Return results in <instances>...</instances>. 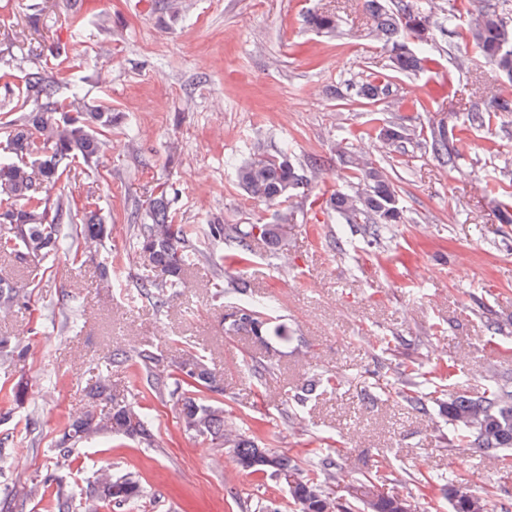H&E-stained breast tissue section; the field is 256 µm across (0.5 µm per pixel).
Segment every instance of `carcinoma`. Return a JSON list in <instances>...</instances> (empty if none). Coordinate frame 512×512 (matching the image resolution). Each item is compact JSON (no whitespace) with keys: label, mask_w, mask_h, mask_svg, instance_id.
I'll use <instances>...</instances> for the list:
<instances>
[{"label":"carcinoma","mask_w":512,"mask_h":512,"mask_svg":"<svg viewBox=\"0 0 512 512\" xmlns=\"http://www.w3.org/2000/svg\"><path fill=\"white\" fill-rule=\"evenodd\" d=\"M362 11L371 17L377 37L396 43L405 34L423 48V55L405 48L393 57V70L411 73L427 69L434 63L429 47L435 41V11L423 0H359ZM512 5L509 0L482 3L480 0H448V26L457 29L461 43L454 63L462 70L469 64L470 53H478L512 85ZM310 28L323 33L338 29L336 12L323 8L307 17ZM61 55V48L50 49L42 66L23 71L17 87L18 115L5 124L6 146L0 151V224L9 225V233L0 237V311L8 314L28 307L30 287L18 279L15 269L31 258L49 259L63 252L78 259L79 249L92 248L107 238V227L95 223L97 198L91 191L83 198L84 223L69 233L70 223L78 213L68 197L52 196L64 174L76 161L87 168L97 166L105 143L101 132L112 127V112L79 105L78 91L67 99L56 96V76L50 64ZM360 95L369 103L392 96V84L378 77L361 84ZM500 112L512 113V94L492 92L481 105H474L466 118L448 116V123L430 129L423 137L413 128L390 123L352 132L336 143V152L350 179L343 189L323 197L324 210L336 214L346 224H361L378 238L388 224H406L408 215L401 204L398 188L385 169L364 159L353 150L352 141L371 133L387 147L406 149L410 145L428 150L441 166L460 168L464 161L461 146L471 130L484 126ZM287 145L274 153L255 152L235 168L238 185L254 201L279 206L308 194L319 178L298 168L290 159ZM30 159V164L22 158ZM499 221L512 223V171L509 166L481 186ZM292 219V211L277 213V223L210 224L203 233L178 221L173 199L166 190L149 202L143 222L133 225V252L138 273L134 288L157 308H167L186 287L185 274L205 261L220 274L227 268L249 261L252 244L262 242L273 248L281 240L282 225ZM236 245L227 255L218 251L224 241ZM231 291L238 303L229 330L244 331L260 343L271 337L288 343L292 336L284 325L273 324L269 311L274 301L259 303L245 278L231 277ZM30 351L28 337L0 336V358L9 362L24 360ZM135 360L145 375L150 391L157 397L173 401L184 431L203 441H218L231 454L237 467L249 474L274 481L286 494L293 512H402L400 501L407 502L410 512H429L421 498L409 493L382 491L373 478L363 475L346 487V494L335 495L331 483L342 469L343 449L311 448L304 455L259 446L242 433L224 427V410L206 394L224 393V381L209 365L206 355L188 350L174 365L161 362L150 349L136 351L135 357L115 349L106 358V374L90 388L91 401L51 443V455L71 459L77 445L104 434L126 437L147 448L158 447L157 428L143 411L140 402L117 399L111 394L109 375ZM250 374L262 379L274 371V365L261 359H246ZM399 394L420 414L427 413L421 388L428 378L414 369L398 372ZM339 385V378L317 374L299 391L287 396L293 416H298L310 396ZM441 414L459 443L490 453L497 464H512V390L504 385H490L482 395H454L441 404ZM423 487L436 491L447 501L448 512H470L471 497L481 500L482 512L504 509L488 493H474L459 480L443 473L410 477ZM144 488L132 472L116 475L102 467L93 468L92 480L75 493L63 482L50 508L52 512H98L107 507L115 512H138Z\"/></svg>","instance_id":"obj_1"}]
</instances>
